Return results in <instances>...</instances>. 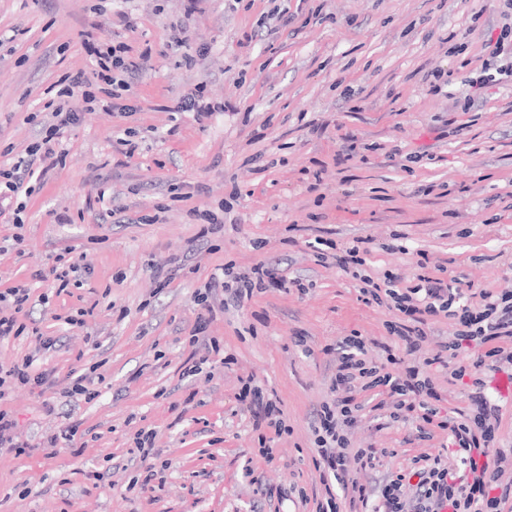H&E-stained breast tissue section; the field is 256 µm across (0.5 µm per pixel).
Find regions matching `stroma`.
<instances>
[{"label":"stroma","instance_id":"obj_1","mask_svg":"<svg viewBox=\"0 0 512 512\" xmlns=\"http://www.w3.org/2000/svg\"><path fill=\"white\" fill-rule=\"evenodd\" d=\"M499 0H0V167L41 138L45 106L62 78L91 74L81 34L121 39L149 59L129 80L131 112L88 108L63 147L62 165L32 195L0 205V293L31 290L22 335L0 362L34 356L40 386L10 389L0 407L21 440L78 425L81 454L0 452V512H315L298 492L324 495L312 459L311 419L336 371L325 347L354 334L390 340L395 316L365 303L367 276L397 287L445 273L474 290L512 291V82L472 90ZM130 15L134 29L120 26ZM188 44L172 45L178 30ZM448 82L431 92L426 76ZM231 110L197 121L178 111L194 89ZM130 134L134 155L116 148ZM122 207L126 220H103ZM224 222L209 247L193 212ZM370 239L356 274L324 265L318 241L345 248ZM86 254L82 286L40 280L52 257ZM190 257L157 291L153 271ZM265 264L301 278L305 292L270 288L220 317L208 334L231 367L184 376L199 312L192 292L215 268ZM85 311L72 331L63 318ZM441 416L468 408L471 376L449 382L429 368ZM93 400L64 393L78 376ZM279 399L288 433L265 462L240 377ZM155 432L161 481L145 490V461L130 453ZM351 448H385L373 480L413 475L414 456L444 452L447 432L420 437L415 422L365 413ZM284 490L268 500L265 488Z\"/></svg>","mask_w":512,"mask_h":512}]
</instances>
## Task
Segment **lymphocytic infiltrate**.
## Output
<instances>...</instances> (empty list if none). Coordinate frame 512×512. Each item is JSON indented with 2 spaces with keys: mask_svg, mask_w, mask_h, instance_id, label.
<instances>
[{
  "mask_svg": "<svg viewBox=\"0 0 512 512\" xmlns=\"http://www.w3.org/2000/svg\"><path fill=\"white\" fill-rule=\"evenodd\" d=\"M84 42L95 57V68L91 76L71 77L61 88V96L78 92L88 104L103 97L107 100L106 111H129L123 96L128 88L126 78L140 72L141 63L129 57L126 44L111 46L99 42L90 32L85 33ZM53 116L55 121L47 125L41 141L29 149L28 160L0 169L1 195L22 191L25 180L36 175V163L53 167L63 160L59 147L76 114L59 106ZM273 284L270 271L262 264L237 272L229 282L222 274H211L203 292L195 296L203 311L191 331L192 343L202 340L217 312L243 307L255 293ZM385 295L401 317L391 327L395 343L380 345L384 363L367 360L365 343L358 336L344 338L332 350L336 362L329 387L332 398L316 411L312 421L317 445L313 465L323 482L337 483L340 490L328 492L317 512H505L512 501V450L498 446L497 406L477 393L471 397L472 411L436 421L434 404L441 396L416 356L429 340L425 329L428 318L442 315L455 320L457 339H477L487 344V352L474 363L477 372H496L503 365H512V295L504 293L496 299L490 292H480L481 307L475 310L467 306L462 288L430 276L420 277L411 288H388ZM398 345L411 361L402 371L391 373L385 366L396 363L394 348ZM367 377L385 389V398L375 405L379 418L437 423L464 450L459 464L427 455L417 483L398 474L386 476L374 486L366 484V477L388 454L384 448H349V432L360 422L365 408L358 396L363 390L361 381ZM239 383L237 399L246 406L254 430L260 433L264 458L272 459L273 450L266 442L269 434L285 432L284 412L276 398L263 397L253 376L240 378Z\"/></svg>",
  "mask_w": 512,
  "mask_h": 512,
  "instance_id": "obj_1",
  "label": "lymphocytic infiltrate"
}]
</instances>
